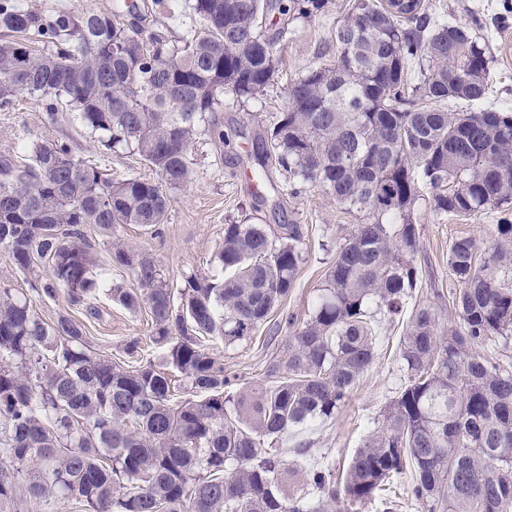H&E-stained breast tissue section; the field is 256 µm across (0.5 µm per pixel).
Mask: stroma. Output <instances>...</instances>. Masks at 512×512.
Masks as SVG:
<instances>
[{"label": "stroma", "instance_id": "obj_1", "mask_svg": "<svg viewBox=\"0 0 512 512\" xmlns=\"http://www.w3.org/2000/svg\"><path fill=\"white\" fill-rule=\"evenodd\" d=\"M138 2L142 7L140 25L144 35L159 34L172 41L181 36L187 0H176L171 12L164 14L155 12L152 0ZM422 2L427 14L447 16L449 21L467 25L477 33L492 59V84L486 104L512 107V0ZM352 3L353 0H331L327 17L295 20L293 33L281 44L273 84L264 93L243 102L225 96L223 120L227 142L217 147L207 135H197L192 145L195 180L187 188L172 191L168 218L159 234L133 224L125 226L122 232L125 242L153 253L164 281L176 291L184 286L188 274L218 273L215 254L225 225L244 221L272 226L303 225L305 262L281 307L251 339L230 347L219 342L213 345L226 373L235 376L240 387L264 380L268 365L280 353L281 337L288 334L286 318L292 315L303 320L312 313L336 249L357 222L353 214L342 209L321 188L306 189L297 197L280 202L270 186L256 184L251 172L254 140L272 113L282 110L288 84L312 63L334 57V29ZM46 112L44 103L25 95L17 96L9 109L0 110V155L20 151L25 142L49 137L66 142L76 159L93 164L113 178L152 177V169L128 150L101 147L96 135L76 113L64 111L61 121L51 126L46 122ZM415 214L420 239V280L406 307L411 310L430 304L437 309L442 323L457 324L458 318L449 305L454 283L448 272V245L459 236L491 243L497 224L512 221V211L489 210L469 220L439 218L433 215L427 201L420 200L415 205ZM33 305L48 322L65 313L84 321L91 350L117 361L127 360V342L139 339L145 358L169 374L177 397H190L183 375L169 368L164 349L150 341L152 325L148 312H129L114 304L104 291L97 298L100 315L96 318L87 317L82 307L70 305L62 295L34 298ZM376 336L377 358L345 407L331 420L282 437L280 446L285 457L294 458L296 449L303 448L308 461L328 463L336 472H345L364 436L381 423L385 408L407 382L399 361L402 325L381 321L376 326Z\"/></svg>", "mask_w": 512, "mask_h": 512}]
</instances>
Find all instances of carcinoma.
<instances>
[{
  "instance_id": "1",
  "label": "carcinoma",
  "mask_w": 512,
  "mask_h": 512,
  "mask_svg": "<svg viewBox=\"0 0 512 512\" xmlns=\"http://www.w3.org/2000/svg\"><path fill=\"white\" fill-rule=\"evenodd\" d=\"M355 0L336 23V60L287 86L261 138L255 178L288 174L281 191L319 187L359 216L336 249L314 312L287 320L281 357L265 382L233 390L206 347L254 336L288 296L303 260L299 224H226L220 274L189 275L174 294L147 250L121 239L137 224L158 232L171 198L194 177L199 130L224 143V94L252 98L273 81L290 22L329 0H192L175 41L142 37L110 12L54 14L0 0V108L25 93L77 112L107 150L137 153L154 179L120 181L52 139L0 156V257L39 297L63 293L87 315L102 282L86 242L94 226L112 264L139 290L112 299L148 309L152 342L195 397L176 401L167 373L124 366L89 350L68 315L48 323L32 301L0 288V512H352L411 473L405 498L423 512H512V371L488 350L512 337V222L480 247L448 248L458 288L455 326L430 305L404 325L399 357L409 383L365 436L341 487L328 467L288 466L269 444L336 416L377 358L376 316L400 319L419 279L414 207L427 193L440 216L512 207V110L481 107L492 59L465 25L430 17L421 0ZM283 16L270 34L264 18ZM464 101L449 112L442 104ZM29 472L19 487L16 474ZM319 491L309 500L295 478Z\"/></svg>"
}]
</instances>
